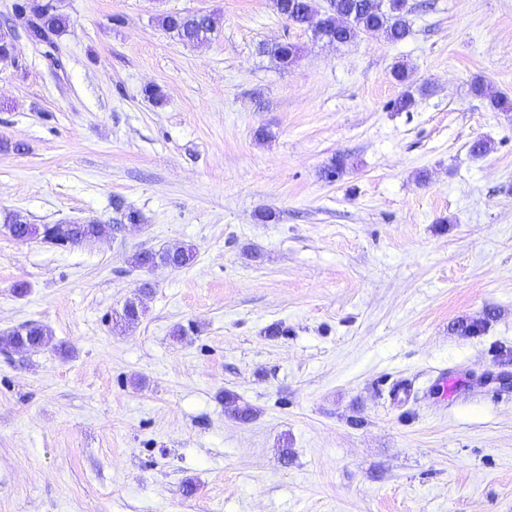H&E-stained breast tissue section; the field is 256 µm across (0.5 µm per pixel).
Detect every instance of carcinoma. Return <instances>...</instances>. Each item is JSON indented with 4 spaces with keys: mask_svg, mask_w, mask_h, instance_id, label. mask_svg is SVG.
Instances as JSON below:
<instances>
[{
    "mask_svg": "<svg viewBox=\"0 0 512 512\" xmlns=\"http://www.w3.org/2000/svg\"><path fill=\"white\" fill-rule=\"evenodd\" d=\"M277 12L293 18L297 25L311 31L319 39H332L338 44L355 41L360 34L371 29L382 32L392 42L405 40L411 34L407 20L405 0H330L320 9L315 0H274ZM33 18L30 31L32 42L54 46V37L63 34L69 27V18L59 12L53 0H26L21 10ZM161 24L180 41L201 43L215 29L214 18L205 13H174L162 17ZM270 55L282 66L292 64L298 57V47L292 43H281L270 49ZM473 95L486 99L495 112L512 111L507 98L493 94L483 80L471 84ZM8 233L18 240L40 239L58 247H76L105 235L112 234L114 225L87 220L73 224H30L19 213H8L4 217ZM196 252L190 245L182 246L172 254L167 250L144 249L132 256V263L140 269L159 266L172 269L190 267ZM50 331L37 323H29L0 337V345L14 351H34L49 343Z\"/></svg>",
    "mask_w": 512,
    "mask_h": 512,
    "instance_id": "obj_1",
    "label": "carcinoma"
}]
</instances>
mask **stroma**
<instances>
[{"mask_svg":"<svg viewBox=\"0 0 512 512\" xmlns=\"http://www.w3.org/2000/svg\"><path fill=\"white\" fill-rule=\"evenodd\" d=\"M18 2L0 215L140 220L68 248L0 225V335L51 334L0 351V512H512V112L470 92L512 99V0H406L407 39L338 46L273 0H57L49 58ZM174 12L216 30L182 42ZM183 245L189 268L131 265ZM161 24L180 41L201 43L215 29L214 18L205 13H174L162 17ZM471 92L476 97H480L483 99H487L489 102L490 108L494 112H509L512 111V103L507 100V98L499 95L493 94L488 91V87L484 83L483 80L479 79L474 81L471 84ZM50 331L43 325L29 323L0 337V345L14 351H34L49 343Z\"/></svg>","mask_w":512,"mask_h":512,"instance_id":"35a3bbf8","label":"stroma"}]
</instances>
